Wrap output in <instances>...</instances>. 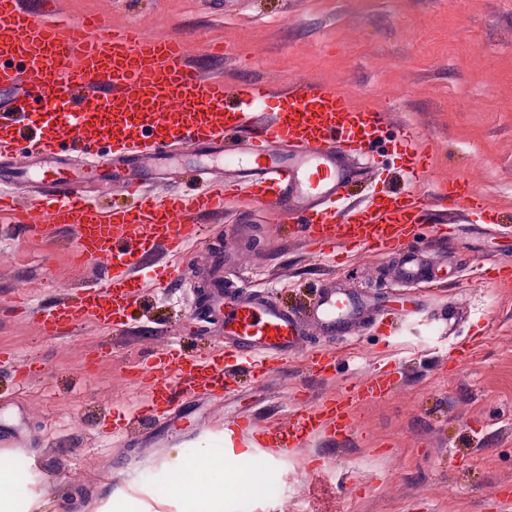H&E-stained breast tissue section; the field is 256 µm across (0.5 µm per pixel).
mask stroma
<instances>
[{"mask_svg": "<svg viewBox=\"0 0 512 512\" xmlns=\"http://www.w3.org/2000/svg\"><path fill=\"white\" fill-rule=\"evenodd\" d=\"M54 17L181 41L188 65L228 85L342 88L384 114L387 136L354 159L366 172L348 205L402 186L390 140L407 130L432 156L422 194L467 178L499 221L430 206L424 223L443 230L413 251L425 276L447 280L395 296L403 254L314 249L275 205L234 199L201 216L205 247L148 258L171 282L163 291L140 282L129 323L48 337L34 309L99 286L103 268L76 260L70 227L37 236L0 215V454L18 464L0 485L25 486L0 512H183L180 495L161 499L156 488L229 425L258 443L224 462V512H499L512 496V284L487 274L512 262V0H58ZM26 161L0 162V185L23 206L51 188L46 176L17 178ZM218 266L225 283L300 315L321 288L361 299L363 313L333 335L304 319L299 348L264 381L185 395L169 421H153L130 373L173 343L193 354L223 344L186 301ZM463 341L472 349L455 352ZM316 346L336 351L340 376L309 374ZM374 370L390 374L392 391L357 407L343 440L285 454L260 442L291 411ZM246 463L265 480L239 490L234 473Z\"/></svg>", "mask_w": 512, "mask_h": 512, "instance_id": "obj_1", "label": "stroma"}]
</instances>
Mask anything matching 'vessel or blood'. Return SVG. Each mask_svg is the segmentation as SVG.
<instances>
[{
  "label": "vessel or blood",
  "mask_w": 512,
  "mask_h": 512,
  "mask_svg": "<svg viewBox=\"0 0 512 512\" xmlns=\"http://www.w3.org/2000/svg\"><path fill=\"white\" fill-rule=\"evenodd\" d=\"M183 57V44L166 37L106 36L95 19L60 27L21 12L17 0H0V89L25 87L0 115V149L22 138L21 123L31 104L48 109L57 99L72 103V111L48 109L34 144L48 159L81 152L88 174L97 169L92 158L102 143L130 156L148 151L163 158L173 147L210 148L224 136L250 129L270 91L254 84L226 90L223 82L188 69ZM382 124L381 112L354 103L343 89L298 84L244 151H225V166L249 164L251 173L243 180L217 188L195 185L158 199L142 194L130 178L122 189L132 203L109 212L83 199L80 182L64 181L48 221L74 227L77 257L105 266L110 276L77 300L41 308L45 334L55 336L87 322L122 324L137 296L130 283L146 258L160 246L178 253L200 241L197 215L222 208L229 192L243 191L255 200L272 197L283 208L299 211L302 238L323 249L348 244L390 252L404 247L417 236L428 206L417 189L428 171L427 157L411 135L400 141L408 158L403 170L408 188L385 192L371 205L342 215L334 208L350 176L349 158L362 152ZM276 141L290 143L291 153H271L268 146ZM203 305L222 319L225 334L237 346L228 353L219 349L190 356L175 345L138 367L134 376L149 387L151 415L167 413L177 385L214 392L223 390L235 372L253 381L264 377L301 334L298 319L270 298L246 299L217 283ZM358 308L356 298L324 291L313 319L333 332ZM307 365L326 378L336 371V356L314 349ZM392 386L388 374L369 373L336 395L295 410L287 429L269 431L270 445L284 452L323 436L347 435L354 408L386 398Z\"/></svg>",
  "instance_id": "vessel-or-blood-1"
}]
</instances>
